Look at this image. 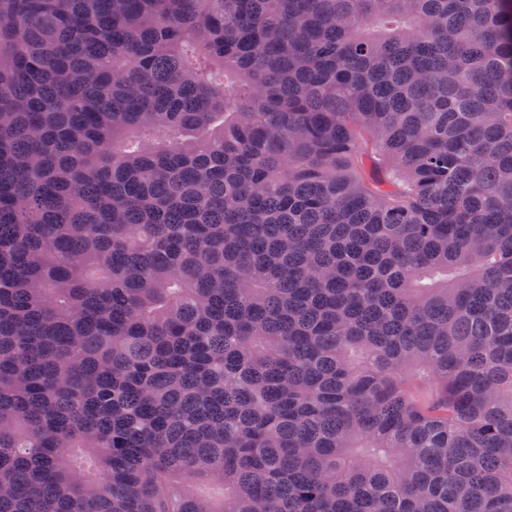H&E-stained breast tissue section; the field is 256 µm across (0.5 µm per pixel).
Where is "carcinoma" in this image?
Wrapping results in <instances>:
<instances>
[{"instance_id": "carcinoma-1", "label": "carcinoma", "mask_w": 512, "mask_h": 512, "mask_svg": "<svg viewBox=\"0 0 512 512\" xmlns=\"http://www.w3.org/2000/svg\"><path fill=\"white\" fill-rule=\"evenodd\" d=\"M0 512H512V0H0Z\"/></svg>"}]
</instances>
